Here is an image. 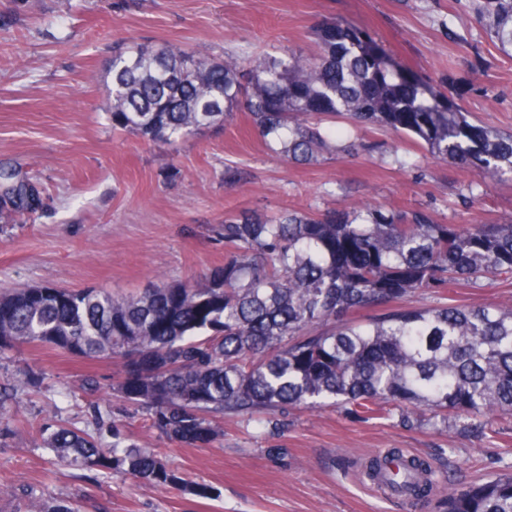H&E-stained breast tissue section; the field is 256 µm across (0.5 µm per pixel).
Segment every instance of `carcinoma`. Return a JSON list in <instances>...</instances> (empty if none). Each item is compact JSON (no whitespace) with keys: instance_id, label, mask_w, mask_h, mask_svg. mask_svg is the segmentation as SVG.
Segmentation results:
<instances>
[{"instance_id":"carcinoma-1","label":"carcinoma","mask_w":512,"mask_h":512,"mask_svg":"<svg viewBox=\"0 0 512 512\" xmlns=\"http://www.w3.org/2000/svg\"><path fill=\"white\" fill-rule=\"evenodd\" d=\"M477 20L512 52V0H474ZM105 111L112 129L172 145L235 113L288 161L354 158L376 145L348 129L380 126L490 181L512 175V133L477 124L454 96L421 78L366 32L318 26V50L287 48L214 61L181 45L118 44ZM341 118L347 128L334 125ZM40 191L0 172V212L30 213ZM224 266L206 283L159 284L130 295L104 288L0 289V351L49 346L114 359L113 391L140 406L169 440L205 445L226 416L284 405H332L407 421L430 417L471 430L512 416V308L408 298L489 276L512 282V220L440 224L417 209L362 203L324 212L224 217ZM29 386L0 384V406ZM35 445L86 470L182 484L161 455L120 440L104 447L77 427L42 429ZM414 500L438 492L429 465L398 448L370 460ZM445 512H512V473L444 493Z\"/></svg>"}]
</instances>
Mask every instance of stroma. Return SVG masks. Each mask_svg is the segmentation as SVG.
Listing matches in <instances>:
<instances>
[{
    "label": "stroma",
    "mask_w": 512,
    "mask_h": 512,
    "mask_svg": "<svg viewBox=\"0 0 512 512\" xmlns=\"http://www.w3.org/2000/svg\"><path fill=\"white\" fill-rule=\"evenodd\" d=\"M469 0H0V169L39 183L31 215L0 216V286L105 288L125 295L201 283L224 264L227 214L339 209L354 200L426 211L442 224L512 217V180L433 162L420 145L372 128L369 157L285 163L245 113L180 140L147 143L112 131L104 110L117 43L174 42L210 58L247 59L284 48L316 51V25L337 18L368 30L426 82L453 94L479 123L512 132V56L468 9ZM228 167L244 174L224 180ZM452 304L512 307V284L488 277L457 288ZM118 367L24 345L0 354V381H42L0 407V512L77 500L82 512H410L374 488L366 458L391 448L427 459L440 486L512 472V418L487 435L400 416L364 418L328 407H282L262 422L226 418L213 443L159 437L140 408L112 392ZM100 387L104 440L120 434L161 452L186 485L80 470L35 447L30 426L94 429L80 388Z\"/></svg>",
    "instance_id": "obj_1"
}]
</instances>
